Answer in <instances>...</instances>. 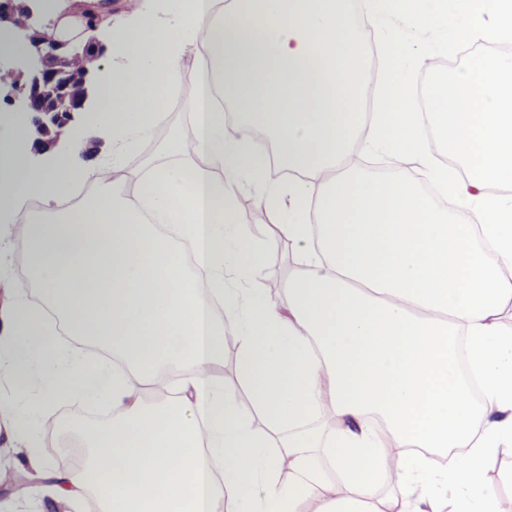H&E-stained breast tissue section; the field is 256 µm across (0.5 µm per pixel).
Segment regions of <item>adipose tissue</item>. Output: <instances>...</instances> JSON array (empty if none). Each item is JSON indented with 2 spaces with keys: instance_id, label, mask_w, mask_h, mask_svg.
I'll use <instances>...</instances> for the list:
<instances>
[{
  "instance_id": "1",
  "label": "adipose tissue",
  "mask_w": 512,
  "mask_h": 512,
  "mask_svg": "<svg viewBox=\"0 0 512 512\" xmlns=\"http://www.w3.org/2000/svg\"><path fill=\"white\" fill-rule=\"evenodd\" d=\"M361 9L381 39L369 114L348 0H166L163 18L115 29L101 118L71 130L51 170L30 168L25 128L0 119V245L26 229L43 295L0 312V425L33 447L64 385L112 405L110 424L80 430V466L32 456L34 478L97 512H500L485 472L512 456V55L471 56L415 112V70L435 57L391 23L436 29L444 51L508 41L512 0ZM187 65L190 138L132 179L124 158ZM104 136L111 159L76 166ZM357 145L416 164L453 210L365 171ZM274 161L287 183L271 182ZM82 181L99 193L59 208ZM245 185L297 246L283 306L254 285L264 244L238 214ZM34 200L55 215L35 220ZM60 321L108 358L61 348ZM229 342L250 414L215 373ZM168 369L176 396L148 401ZM384 483L400 493L381 503Z\"/></svg>"
}]
</instances>
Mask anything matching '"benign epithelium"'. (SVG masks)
I'll use <instances>...</instances> for the list:
<instances>
[{"label":"benign epithelium","mask_w":512,"mask_h":512,"mask_svg":"<svg viewBox=\"0 0 512 512\" xmlns=\"http://www.w3.org/2000/svg\"><path fill=\"white\" fill-rule=\"evenodd\" d=\"M9 15L25 52L10 66V81H0V98L22 105L34 115L35 144L43 148L57 145L69 117L85 110L88 90L85 77H68L73 54L85 51L97 58L101 45L97 33L112 25L108 10L81 15V33L62 39L44 13L20 8L15 0H0V21Z\"/></svg>","instance_id":"1"}]
</instances>
